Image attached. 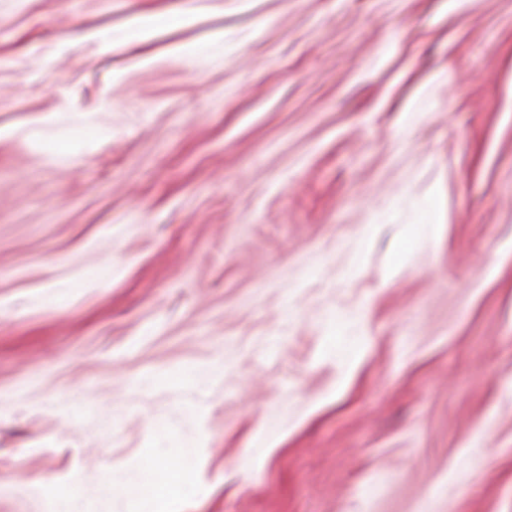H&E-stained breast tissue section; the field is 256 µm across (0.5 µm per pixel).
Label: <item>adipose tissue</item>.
Listing matches in <instances>:
<instances>
[{"instance_id": "adipose-tissue-1", "label": "adipose tissue", "mask_w": 512, "mask_h": 512, "mask_svg": "<svg viewBox=\"0 0 512 512\" xmlns=\"http://www.w3.org/2000/svg\"><path fill=\"white\" fill-rule=\"evenodd\" d=\"M193 461L191 446L169 448L159 445L143 452L135 479L113 474L107 476L105 482L112 488L115 504L141 500L153 506L167 507L191 496L192 486L187 473Z\"/></svg>"}]
</instances>
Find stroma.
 <instances>
[{"instance_id": "obj_1", "label": "stroma", "mask_w": 512, "mask_h": 512, "mask_svg": "<svg viewBox=\"0 0 512 512\" xmlns=\"http://www.w3.org/2000/svg\"><path fill=\"white\" fill-rule=\"evenodd\" d=\"M169 424L171 512H512V0H0V512Z\"/></svg>"}]
</instances>
